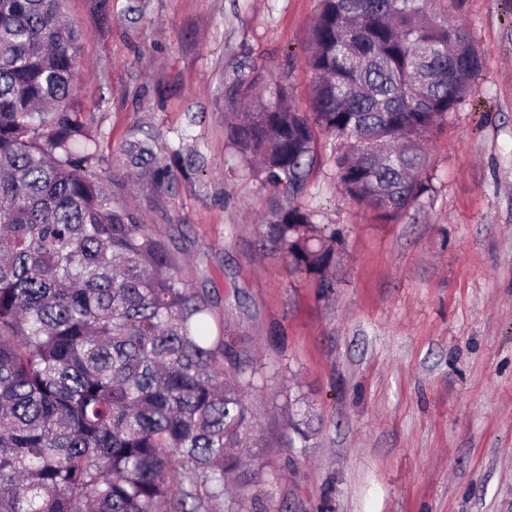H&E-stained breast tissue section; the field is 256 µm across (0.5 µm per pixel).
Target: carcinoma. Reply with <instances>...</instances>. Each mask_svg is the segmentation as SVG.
Returning a JSON list of instances; mask_svg holds the SVG:
<instances>
[{
	"instance_id": "obj_1",
	"label": "carcinoma",
	"mask_w": 512,
	"mask_h": 512,
	"mask_svg": "<svg viewBox=\"0 0 512 512\" xmlns=\"http://www.w3.org/2000/svg\"><path fill=\"white\" fill-rule=\"evenodd\" d=\"M66 0H0V512H240L226 498L280 466L259 449L248 396L282 383L230 330L216 292L194 288L174 238L123 200L203 171L199 154L130 130L98 172L99 137L74 105L83 34ZM460 0H320L308 45L312 111L263 83L241 119L225 90L224 138L265 176L266 239L323 291L333 224L300 203L334 137L345 194L392 219L428 190L426 141L483 68ZM283 445L316 435L280 391Z\"/></svg>"
}]
</instances>
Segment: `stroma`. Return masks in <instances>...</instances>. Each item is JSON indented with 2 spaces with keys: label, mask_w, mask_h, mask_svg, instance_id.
<instances>
[{
  "label": "stroma",
  "mask_w": 512,
  "mask_h": 512,
  "mask_svg": "<svg viewBox=\"0 0 512 512\" xmlns=\"http://www.w3.org/2000/svg\"><path fill=\"white\" fill-rule=\"evenodd\" d=\"M67 0L83 31L76 103L105 160L136 125L194 147L202 175L134 184L145 223L174 237L194 287L213 278L231 329L287 363L320 419L289 454L273 388L253 392L290 512H512V0H463L483 55L476 91L428 143L430 189L396 219L345 196L334 154L304 205L336 225L333 288L262 249L271 192L224 139L225 88L285 80L307 110L319 0Z\"/></svg>",
  "instance_id": "35a3bbf8"
}]
</instances>
